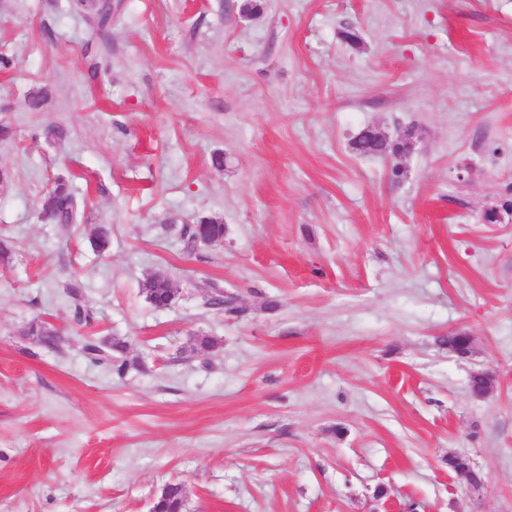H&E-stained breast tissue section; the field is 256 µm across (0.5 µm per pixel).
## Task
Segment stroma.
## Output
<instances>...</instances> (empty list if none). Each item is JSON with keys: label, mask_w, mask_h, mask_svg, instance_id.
I'll return each instance as SVG.
<instances>
[{"label": "stroma", "mask_w": 512, "mask_h": 512, "mask_svg": "<svg viewBox=\"0 0 512 512\" xmlns=\"http://www.w3.org/2000/svg\"><path fill=\"white\" fill-rule=\"evenodd\" d=\"M108 2L0 0V512H149L173 482L188 512H512V0ZM366 127L415 149L356 154ZM59 176L80 223L37 219ZM198 216L224 237L190 250ZM193 224H185L182 230L183 237L186 238L188 245L191 247L196 243L200 231L199 226H204L207 235L218 240L224 237V222L221 218L215 216H200L195 219ZM174 288L171 280L160 273L152 274L145 282L143 293L148 303L159 309L170 300V291ZM126 349V342L116 338L112 342L103 343L89 340L85 345V353L91 361L111 367L118 376L124 375L128 370L129 365L123 356Z\"/></svg>", "instance_id": "obj_1"}]
</instances>
